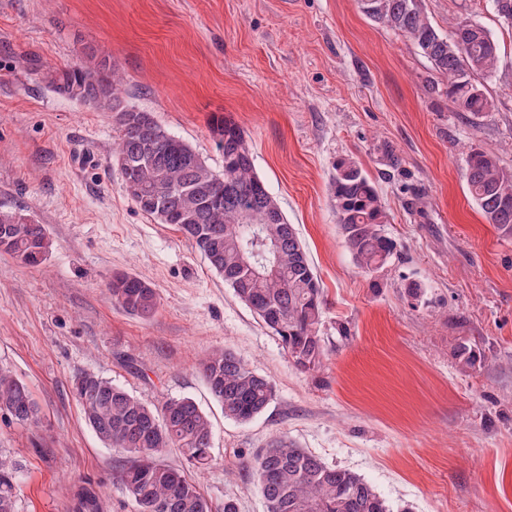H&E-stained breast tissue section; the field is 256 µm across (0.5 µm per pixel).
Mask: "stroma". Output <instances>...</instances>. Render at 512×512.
<instances>
[{
  "label": "stroma",
  "mask_w": 512,
  "mask_h": 512,
  "mask_svg": "<svg viewBox=\"0 0 512 512\" xmlns=\"http://www.w3.org/2000/svg\"><path fill=\"white\" fill-rule=\"evenodd\" d=\"M422 5L442 33L468 16L499 45L496 72L476 78L494 103L478 123L431 91L443 76L360 0H0V206L23 209L53 242L37 268L0 253V365L40 409L31 425L0 418L18 512H75L86 490L99 512H135L115 479L125 455L72 395L84 371L149 403L200 405L213 439L197 479L219 507L231 498L265 512L248 467L281 436L360 475L392 512H512V237L487 223L464 178L474 143L512 171V27L491 0ZM103 51L124 105L152 113L214 171L224 155L212 115L244 130L324 290L314 371L294 365L173 225L128 198L112 112L50 86L49 70ZM342 158L377 187L396 244L371 276L336 220L330 177ZM117 272L155 288L151 319L113 303ZM222 349L275 386L251 422L226 419L199 371Z\"/></svg>",
  "instance_id": "35a3bbf8"
}]
</instances>
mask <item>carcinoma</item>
<instances>
[{
    "instance_id": "1",
    "label": "carcinoma",
    "mask_w": 512,
    "mask_h": 512,
    "mask_svg": "<svg viewBox=\"0 0 512 512\" xmlns=\"http://www.w3.org/2000/svg\"><path fill=\"white\" fill-rule=\"evenodd\" d=\"M361 2L373 22L411 40L433 69L448 78L445 88L432 89L465 119L473 122L490 111L492 103L474 76L497 69L499 48L482 24L465 17L445 35L425 15L422 0ZM49 83L78 101L114 112L113 157L136 208L159 224L174 225L224 285L281 338L293 363L304 372L315 370L324 356L323 289L297 231H287V217L256 173L244 131L224 115L212 116L211 130L224 153V172L217 174L151 113L122 104L112 56L91 54L84 62L54 70ZM465 180L487 222L511 237L512 172L495 154L472 146ZM331 187L345 243L358 267L372 275L396 248L382 228L387 214L379 191L353 159L336 161ZM273 240L280 242L276 254L267 247ZM51 245L46 227L30 215L0 209V252L38 267ZM108 289L130 315L147 319L158 309L155 288L135 274L113 275ZM200 371L227 419L249 422L275 396L273 383L231 351L206 356ZM72 392L96 435L129 456L118 481L135 512H214L196 480L161 460L167 449L177 448L192 466L209 464L211 423L194 400L147 403L94 372L79 374ZM0 413L21 425L38 417L28 387L3 368ZM252 474L266 512H390L359 475L331 467L281 438L271 439L256 455ZM16 503L15 471L0 457V512H16Z\"/></svg>"
}]
</instances>
